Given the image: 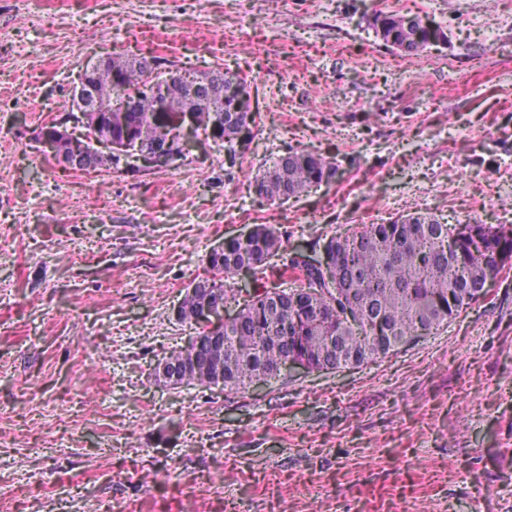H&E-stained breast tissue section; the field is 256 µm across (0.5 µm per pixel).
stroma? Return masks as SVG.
Instances as JSON below:
<instances>
[{"label": "stroma", "mask_w": 512, "mask_h": 512, "mask_svg": "<svg viewBox=\"0 0 512 512\" xmlns=\"http://www.w3.org/2000/svg\"><path fill=\"white\" fill-rule=\"evenodd\" d=\"M446 44L409 56L376 12ZM223 70L248 86L236 161L130 173L58 165L88 61ZM0 512H512V265L438 331L262 388L172 389L197 333L175 309L224 238L270 224L310 247L366 216L512 225V0H0ZM306 150L335 179L285 204L263 163Z\"/></svg>", "instance_id": "35a3bbf8"}]
</instances>
